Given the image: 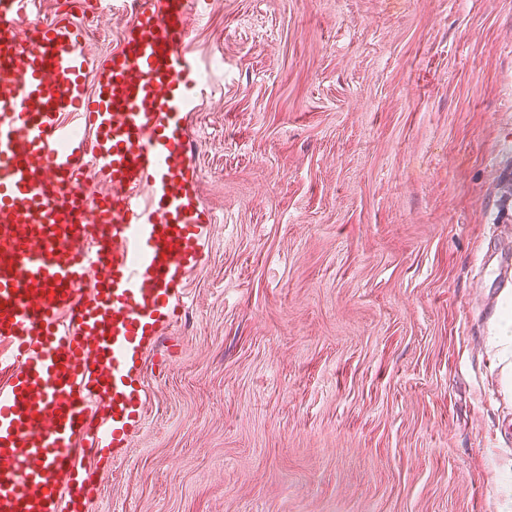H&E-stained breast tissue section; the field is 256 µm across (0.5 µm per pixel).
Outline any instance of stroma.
Segmentation results:
<instances>
[{"instance_id":"obj_1","label":"stroma","mask_w":512,"mask_h":512,"mask_svg":"<svg viewBox=\"0 0 512 512\" xmlns=\"http://www.w3.org/2000/svg\"><path fill=\"white\" fill-rule=\"evenodd\" d=\"M96 63L128 17L40 0ZM217 216L88 512H512V0H210Z\"/></svg>"}]
</instances>
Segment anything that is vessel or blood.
<instances>
[{"mask_svg":"<svg viewBox=\"0 0 512 512\" xmlns=\"http://www.w3.org/2000/svg\"><path fill=\"white\" fill-rule=\"evenodd\" d=\"M31 3L0 0V512H87L143 424L148 355L217 222L184 127L205 90L186 19L209 0H124L99 67L81 25H19Z\"/></svg>","mask_w":512,"mask_h":512,"instance_id":"b4317fda","label":"vessel or blood"}]
</instances>
